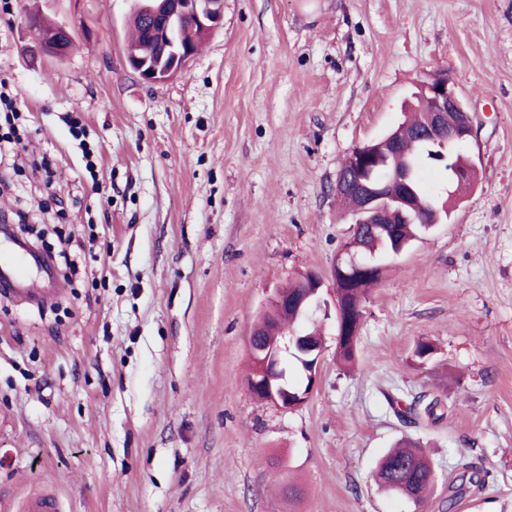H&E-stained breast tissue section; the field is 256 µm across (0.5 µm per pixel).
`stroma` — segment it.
Segmentation results:
<instances>
[{"label": "stroma", "mask_w": 512, "mask_h": 512, "mask_svg": "<svg viewBox=\"0 0 512 512\" xmlns=\"http://www.w3.org/2000/svg\"><path fill=\"white\" fill-rule=\"evenodd\" d=\"M138 0H9L0 82L17 100L0 216L28 219L45 301L0 291V512H414L372 474L402 437L483 483L453 512H512V0H224L186 67L149 84L126 44ZM66 28L35 50L26 16ZM433 70L475 116L479 186L400 254L365 304L353 368L322 321L318 382L284 411L246 384L267 297L330 271L354 218L330 187L351 150L400 124ZM79 112L110 196L66 119ZM49 157L50 173L33 170ZM53 191H46L45 179ZM94 238L66 267L65 240ZM436 352L418 360V342ZM441 400L401 424L385 392ZM302 491L290 502L279 489ZM29 26L36 33L37 43L41 51L53 57H61L68 50L70 33L62 27H47L38 17L29 19ZM71 38L69 39V45Z\"/></svg>", "instance_id": "obj_1"}]
</instances>
